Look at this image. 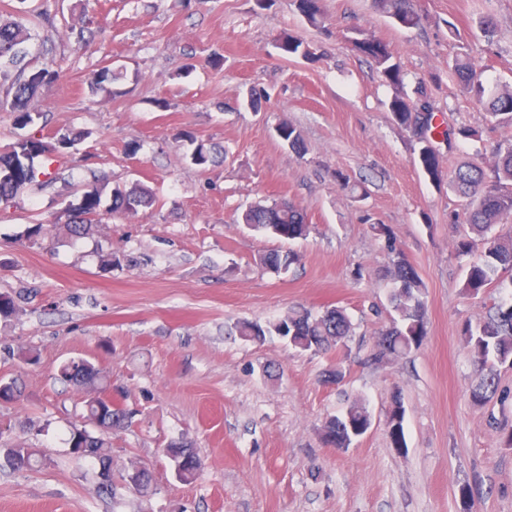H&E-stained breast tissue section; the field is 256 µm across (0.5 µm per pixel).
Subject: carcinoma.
Instances as JSON below:
<instances>
[{"label":"carcinoma","mask_w":512,"mask_h":512,"mask_svg":"<svg viewBox=\"0 0 512 512\" xmlns=\"http://www.w3.org/2000/svg\"><path fill=\"white\" fill-rule=\"evenodd\" d=\"M16 2L19 4L16 18L0 20V112L9 113L15 128L25 130L32 127L39 116L32 109V101L59 78L60 71L52 62L28 60V44L38 37L40 21L29 19L28 10L24 7L27 0ZM293 2L312 26L323 27L321 0ZM376 6L403 28L419 25L420 16L413 8L412 0H376ZM349 42L355 51L376 64L385 82L392 86L394 94L389 102V111L393 119L416 137L419 163L424 172L433 182H441L438 155L432 144V135L438 131V125L425 81H417L412 92H407L405 74L400 64L394 61L386 43L362 30L354 31ZM277 48L286 55L303 58L313 55L309 46L289 34L278 38ZM451 70L462 92L487 112L491 122L512 128V90L486 95L482 70L469 59H455ZM118 79L111 68L103 66L91 82V89L95 93L114 95L113 84ZM278 131L280 139L289 148L298 154L304 152L300 133L295 127L284 123ZM183 137L193 145L190 153L192 164L205 168L213 162L210 147L188 132ZM50 151L51 147L42 137L26 134L7 151L0 153L1 203L12 202L21 189L34 181L35 160L45 157ZM448 189L465 198L462 213L455 215V222L469 225L471 233L459 236L455 250L458 255L471 258L462 291L476 297L485 292L498 270H512V235L496 232L497 225L512 218V138L497 143L492 150V163L467 162L456 167L448 175ZM102 195L103 188L95 184L86 186L79 195L77 203L72 205L74 220L67 225L72 235L82 236L90 231L92 222L102 215ZM111 198L112 206L108 212L124 219L136 217L156 203L153 192L140 184L129 188L115 187ZM241 220L253 231L288 242L306 238L309 231L304 210L288 200L251 205L243 212ZM373 229L383 239L391 257V267L387 269L386 276L393 282L390 302L396 313L389 325L377 333L371 359L379 362L419 348L427 336L428 320L426 292L416 268L390 227L377 224ZM50 232L51 225L37 222L25 228L24 237L37 244ZM297 262L299 254L291 249L274 250L260 257L262 265L277 273L288 270ZM273 334L285 339L297 351L327 354L347 348V342L353 336V324L346 309L340 306L330 307L319 314L298 307L266 324L239 321L232 330V335L245 341H261ZM461 335L478 375L472 398L482 405L500 392L497 366L512 360V296L491 305L483 320L475 324L466 323ZM60 376L85 392L83 418L98 426L96 433L84 427H72L70 447L83 449V459L110 458L111 449L104 433L128 426L133 412L111 407L97 398V394L107 391L109 380L92 362L79 364L70 360L60 367ZM391 409L396 421L388 427V435L393 447L404 448L405 409L397 398L392 401ZM371 425L366 407L354 401L341 414L326 418L321 437L326 445L345 449L365 435ZM168 450L177 477L184 482L196 481L200 475V462L192 446L186 442H174ZM34 461L35 454L31 449L11 446L4 449L0 467L20 469L32 466Z\"/></svg>","instance_id":"1"}]
</instances>
